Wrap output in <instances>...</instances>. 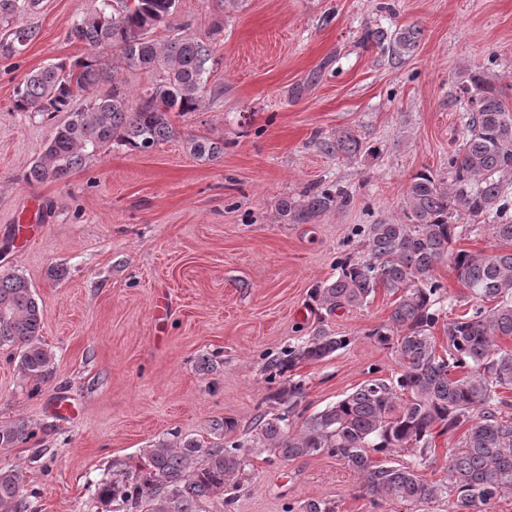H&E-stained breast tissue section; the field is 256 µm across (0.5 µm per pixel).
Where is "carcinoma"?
I'll return each mask as SVG.
<instances>
[{
    "mask_svg": "<svg viewBox=\"0 0 512 512\" xmlns=\"http://www.w3.org/2000/svg\"><path fill=\"white\" fill-rule=\"evenodd\" d=\"M39 0H0V54L23 50L39 30L18 21L34 11ZM177 0H96L89 12L74 20L68 36L84 43L90 54L73 63L59 61L26 74L14 91V108L66 120L29 170L37 182L56 181L80 169L107 148L149 152L178 135L170 113L198 112L209 92L208 82L220 63L213 23L205 37L172 26ZM168 30L166 38L156 30ZM420 30L405 28L393 38H379L389 54L401 59L417 46ZM113 51L123 65L156 75L148 89L132 100L117 87L93 91L111 78L100 56ZM468 108L465 135L448 155V179L428 172L416 174L407 190L404 221L362 224L357 236L365 251L338 262L335 278L312 288V298L332 315L361 307L383 288L396 295L385 326L372 331L383 344L391 341L401 372L365 381L336 403L307 417L296 413L305 398L303 381L293 371L302 363L333 356L347 339L325 324L285 357L269 365L279 387L264 398L270 410L258 415L250 442L284 460L314 453L336 457L361 479L363 492L382 501L410 505L448 498V512H493L498 500L512 495V404L502 390L512 387V111L492 80L477 69L461 88ZM85 104L76 107L77 97ZM190 154L204 162L224 155V142L207 136L186 138ZM329 152L357 155L362 142L345 131L326 144ZM350 193L339 185L313 189L300 198L279 203L291 224H309L331 209L351 205ZM489 215L495 240L492 252L472 253L451 247L458 237L460 213ZM472 297L481 301L462 313L453 312L436 277L443 263ZM45 313L29 283L12 273L0 274V347L12 348L11 360L35 388L50 382L54 354L41 340ZM443 324L444 345L434 329ZM288 406L284 413L276 412ZM464 426L455 446L446 449L447 478L423 480L419 466L432 452L434 438ZM224 444L187 439L158 442L134 469L117 466L112 478L97 487V498L119 501L126 512H198V506L222 500L228 512L246 463L245 442L232 437L234 422L226 420ZM34 435L24 420L0 428V448H11ZM391 448L415 449L412 464L376 459ZM26 475L17 467L0 468V512H30Z\"/></svg>",
    "mask_w": 512,
    "mask_h": 512,
    "instance_id": "1",
    "label": "carcinoma"
}]
</instances>
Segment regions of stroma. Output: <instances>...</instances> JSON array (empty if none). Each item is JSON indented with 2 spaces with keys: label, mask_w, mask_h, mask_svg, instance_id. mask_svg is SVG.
<instances>
[{
  "label": "stroma",
  "mask_w": 512,
  "mask_h": 512,
  "mask_svg": "<svg viewBox=\"0 0 512 512\" xmlns=\"http://www.w3.org/2000/svg\"><path fill=\"white\" fill-rule=\"evenodd\" d=\"M93 0H41L38 37L0 55V271L25 278L45 313L42 340L55 374L40 392L0 349V427L25 420L36 435L0 448V467L22 466L32 512H122L96 488L113 463L140 462L153 444L223 442L231 419L249 439L270 383L266 367L326 321L349 345L303 363L307 413L332 405L372 375L400 370L373 337L393 297L328 316L310 299L360 250L362 224L391 220L420 172L443 177L462 141L460 86L486 68L512 109V0H178L173 24L201 35L220 19L221 87L202 111L172 114L178 131L148 153L97 154L59 181L26 174L65 113L47 120L13 108L30 71L85 57L70 23ZM418 27L403 61L377 31ZM343 131L364 144L327 153ZM223 140L213 162L184 137ZM333 183L353 196L309 224H290L278 202ZM40 203V232L20 247L24 201ZM211 360L203 370L202 360ZM78 414L62 420L54 401ZM448 512L447 499L415 506L372 501L357 476L319 453L284 461L251 448L232 512Z\"/></svg>",
  "instance_id": "stroma-1"
}]
</instances>
